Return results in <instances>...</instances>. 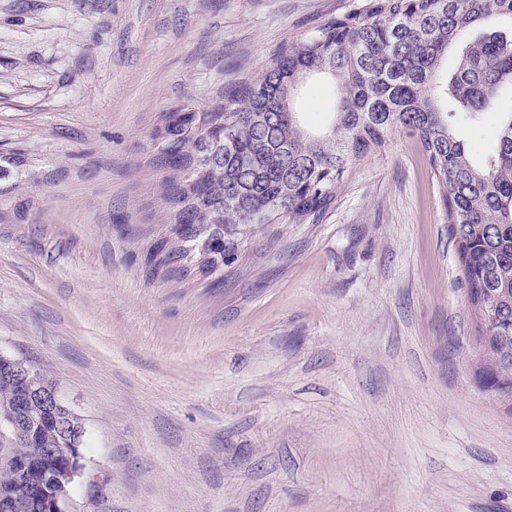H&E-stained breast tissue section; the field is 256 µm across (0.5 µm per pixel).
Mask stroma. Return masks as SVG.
Wrapping results in <instances>:
<instances>
[{
    "mask_svg": "<svg viewBox=\"0 0 512 512\" xmlns=\"http://www.w3.org/2000/svg\"><path fill=\"white\" fill-rule=\"evenodd\" d=\"M353 0H0V352L87 429L83 512H512V399L408 132L214 267L156 136Z\"/></svg>",
    "mask_w": 512,
    "mask_h": 512,
    "instance_id": "stroma-1",
    "label": "stroma"
}]
</instances>
